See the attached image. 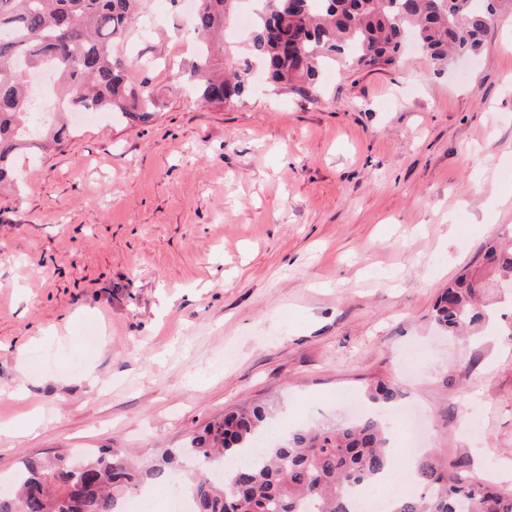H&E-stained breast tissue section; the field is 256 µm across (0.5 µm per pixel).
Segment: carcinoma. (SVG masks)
<instances>
[{
	"mask_svg": "<svg viewBox=\"0 0 512 512\" xmlns=\"http://www.w3.org/2000/svg\"><path fill=\"white\" fill-rule=\"evenodd\" d=\"M148 2L0 0V189L20 179L18 155L59 148L71 135L67 123L41 120L24 78L28 65L50 68L57 114L150 117L153 92L130 83L122 51L130 24L146 16ZM195 2V57L182 74L202 102L225 107L247 94L257 64L272 84L300 92L348 48L358 66L395 64L409 33L422 54L446 67L479 52L497 12L512 10V0H499L494 12L475 9L474 0H259L246 44L235 50L224 48V29L241 0ZM486 260L485 271L460 277L436 303L435 321L450 335L480 322L485 313L477 300H490L494 284L512 280L511 250L491 242ZM402 397L399 387L378 380L370 389L376 412L296 432L220 484L209 477L211 465L248 448L271 408L230 409L151 466L107 450L80 468L63 454L50 461L31 457L11 493L0 494V512H118L121 499L169 480L188 460L194 463L192 512H352V490L398 462L388 448L386 412ZM392 512H512V494L424 461Z\"/></svg>",
	"mask_w": 512,
	"mask_h": 512,
	"instance_id": "cac0c4a2",
	"label": "carcinoma"
}]
</instances>
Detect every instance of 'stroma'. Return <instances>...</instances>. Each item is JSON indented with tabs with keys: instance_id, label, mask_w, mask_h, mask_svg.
<instances>
[{
	"instance_id": "35a3bbf8",
	"label": "stroma",
	"mask_w": 512,
	"mask_h": 512,
	"mask_svg": "<svg viewBox=\"0 0 512 512\" xmlns=\"http://www.w3.org/2000/svg\"><path fill=\"white\" fill-rule=\"evenodd\" d=\"M187 0L131 32L146 122L89 121L0 191V485L24 458L107 448L142 465L225 409L268 404L262 436L349 420L400 385L417 462L464 461L512 493V339L433 320L441 289L512 244V13L437 69L342 60L296 93L256 76L232 107L177 81Z\"/></svg>"
}]
</instances>
